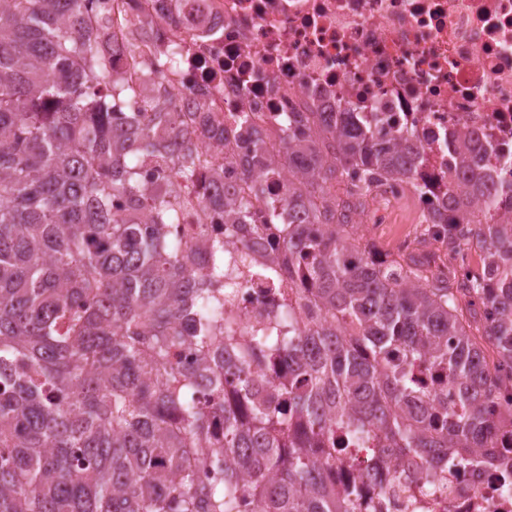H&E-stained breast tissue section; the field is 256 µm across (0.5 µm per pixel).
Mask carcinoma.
Segmentation results:
<instances>
[{"mask_svg":"<svg viewBox=\"0 0 512 512\" xmlns=\"http://www.w3.org/2000/svg\"><path fill=\"white\" fill-rule=\"evenodd\" d=\"M109 22L104 0H0V512H383L333 482L362 445L386 465L457 469L478 449L512 469V200L471 138L448 136L432 185L416 144L372 134L375 112H307L305 130L288 116L264 164L293 173L285 192L198 197L246 232L239 264L278 296L245 334L199 287L197 251L160 234L179 194L139 176L170 155L206 191L205 145L172 139L163 97L112 75ZM391 183L432 195V239L479 250L481 271L429 273L435 257L356 235ZM268 224L281 249L258 266L248 239ZM206 254L224 277V241ZM272 361L288 380L256 372Z\"/></svg>","mask_w":512,"mask_h":512,"instance_id":"cac0c4a2","label":"carcinoma"}]
</instances>
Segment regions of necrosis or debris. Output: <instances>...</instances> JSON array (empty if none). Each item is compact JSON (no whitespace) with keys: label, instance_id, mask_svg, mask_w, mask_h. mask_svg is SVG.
Returning a JSON list of instances; mask_svg holds the SVG:
<instances>
[{"label":"necrosis or debris","instance_id":"obj_1","mask_svg":"<svg viewBox=\"0 0 512 512\" xmlns=\"http://www.w3.org/2000/svg\"><path fill=\"white\" fill-rule=\"evenodd\" d=\"M202 24H186L176 0H112L115 75L140 81L124 51L149 33V50L168 55L161 90L176 120L198 131L248 122L263 155L281 151L289 112H375L377 136H407L426 149L425 180L448 166L450 132H466L492 169L497 187L512 185V0H205ZM231 163L212 175L249 195L241 143H210ZM166 235L181 244L239 233L217 209L194 204ZM342 478L365 495L383 491L388 512H512V476L474 454L457 472L432 477L420 468L363 479L371 451Z\"/></svg>","mask_w":512,"mask_h":512}]
</instances>
